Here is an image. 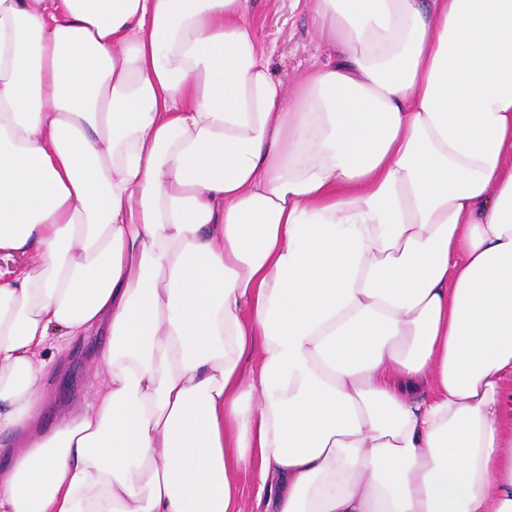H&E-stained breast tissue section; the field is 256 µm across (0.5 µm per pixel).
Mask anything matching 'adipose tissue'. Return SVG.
Returning <instances> with one entry per match:
<instances>
[{
	"label": "adipose tissue",
	"instance_id": "adipose-tissue-1",
	"mask_svg": "<svg viewBox=\"0 0 512 512\" xmlns=\"http://www.w3.org/2000/svg\"><path fill=\"white\" fill-rule=\"evenodd\" d=\"M304 6L0 0V512H512V0ZM248 18L255 24L258 40L267 51L273 77L292 94L318 55L317 41L303 1L250 0ZM104 341V336L93 334L85 336L76 343H60L61 351L59 355L70 359L71 368L53 384L51 395L46 402L44 410V421L47 425L54 422L72 394L90 389L91 384L94 382L91 361L98 349L104 344ZM68 374L73 377V380L64 386L63 381Z\"/></svg>",
	"mask_w": 512,
	"mask_h": 512
}]
</instances>
